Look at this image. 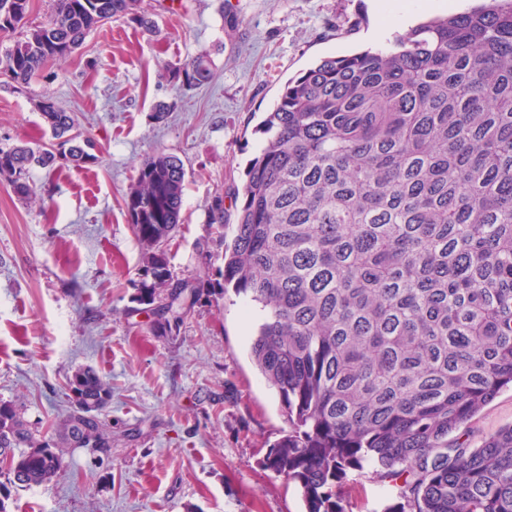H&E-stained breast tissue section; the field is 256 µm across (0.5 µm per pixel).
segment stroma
I'll list each match as a JSON object with an SVG mask.
<instances>
[{"label": "stroma", "instance_id": "stroma-1", "mask_svg": "<svg viewBox=\"0 0 512 512\" xmlns=\"http://www.w3.org/2000/svg\"><path fill=\"white\" fill-rule=\"evenodd\" d=\"M411 0L375 36L371 0H143L146 33L120 19L88 35L29 84L0 69V147L51 144L38 103L75 113L101 149L88 169L34 171L33 195L0 182V402L51 433L69 412L67 379L93 367L112 387V448L68 452V468L33 488L9 486L12 512H302L299 488L262 460L288 429L280 398L250 356L255 318L234 293L205 289L165 334L131 298L145 266L124 199L141 162L177 156L186 171L182 223L167 256L180 278L216 279L224 241L207 222L215 193L232 196L265 140L259 124L288 78L320 60L387 47L434 16ZM242 22L224 36V14ZM207 52L212 79L181 92L169 71ZM173 104L165 122L158 102ZM512 425V390L470 423L472 441ZM373 466L350 481L352 512H384L396 490Z\"/></svg>", "mask_w": 512, "mask_h": 512}]
</instances>
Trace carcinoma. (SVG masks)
<instances>
[{"instance_id":"cac0c4a2","label":"carcinoma","mask_w":512,"mask_h":512,"mask_svg":"<svg viewBox=\"0 0 512 512\" xmlns=\"http://www.w3.org/2000/svg\"><path fill=\"white\" fill-rule=\"evenodd\" d=\"M28 0H0V32ZM156 26L142 0H54L22 33L4 71L28 83L104 24ZM201 53L174 67L181 91L207 84ZM38 108L58 148H0V181L22 198L36 168L98 163L77 143L75 115ZM224 223L222 281L173 275L185 169L162 151L141 163L125 198L149 251L134 302L172 332L203 288H231L259 311L251 355L278 392L288 433L263 467L300 487L304 512H349L343 485L367 462L397 489L386 512H512V425L472 444L467 424L512 389V0L432 18L389 49L327 57L289 79ZM70 412L33 433L0 403V476L42 486L64 449L112 447V387L91 367L68 380Z\"/></svg>"}]
</instances>
